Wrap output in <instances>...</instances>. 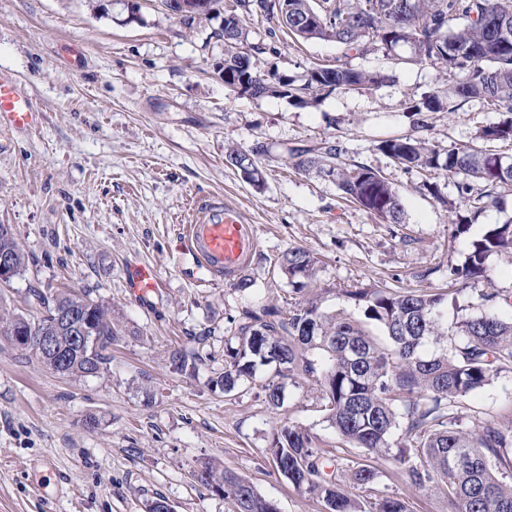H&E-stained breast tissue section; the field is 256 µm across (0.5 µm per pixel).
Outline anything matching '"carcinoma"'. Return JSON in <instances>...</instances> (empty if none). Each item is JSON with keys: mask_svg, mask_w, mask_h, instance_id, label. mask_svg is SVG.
<instances>
[{"mask_svg": "<svg viewBox=\"0 0 512 512\" xmlns=\"http://www.w3.org/2000/svg\"><path fill=\"white\" fill-rule=\"evenodd\" d=\"M377 0H287L298 15L315 14L310 24L295 22L288 33L304 41L330 40L358 55L376 47L393 51L401 45L408 56L393 55L396 65L421 64L455 80L433 90L411 106L413 112H453L472 99L490 109L512 114V0H399L392 10H378ZM277 0H235L224 18V73L229 82L245 81L241 94L251 98L277 96L299 105L346 89H368L387 76L339 63H314L295 78L273 68L257 71L251 57L263 54L264 43L248 44L247 23L255 16L277 15ZM478 138L512 141V117L484 126ZM376 149L397 165L425 176L422 188L443 200L437 178L455 180L459 201L448 200L452 236L486 208L512 190V163L498 165L499 154L464 145L441 151L423 136L406 134L381 140ZM270 154L257 143L249 149L230 146L226 162L242 178L260 187L265 174L256 158ZM288 163L300 173L333 175L342 198L373 214L381 224L405 223L399 194L379 171L350 156L341 141L324 139L290 145ZM0 249L13 255L16 272L26 257L15 238L0 236ZM512 253V220L496 224L471 243L464 263L450 269L451 284H465L488 273L493 254ZM319 258L301 247L285 250L278 259L280 273L296 294L315 288ZM347 300L364 309L366 321L352 320L320 309L309 298L288 316L270 306L247 308V323L225 339L224 372L213 385L229 394L242 381H251L261 366H275V377L262 388L267 403L279 408L284 381L317 375L327 420L346 444L367 454L390 457L404 466L411 484L448 493L450 512H512V484L499 480L492 460L509 435L495 420L472 428L462 425L460 399L489 384L505 368L512 369V320L494 309L463 317L452 328L441 322L443 294L427 289L387 285H350ZM37 316L12 311L0 304V336H11L25 323L50 324L68 306L82 308L93 322L94 348L81 351L71 328L60 322L54 330L66 362L35 354L42 365L63 376L96 377L112 358L118 330L112 308L85 295L59 291L47 295L39 288L27 293ZM381 328L379 339L368 323ZM401 431L398 448L392 435ZM266 453L279 474L294 487L322 499L328 512H362L346 484L368 485L377 477L369 463H356L344 480L325 471L312 437L306 430L282 421L273 428ZM193 478L212 492L229 498L235 512H277L252 482L210 461L198 463Z\"/></svg>", "mask_w": 512, "mask_h": 512, "instance_id": "obj_1", "label": "carcinoma"}]
</instances>
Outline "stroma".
<instances>
[{
	"label": "stroma",
	"mask_w": 512,
	"mask_h": 512,
	"mask_svg": "<svg viewBox=\"0 0 512 512\" xmlns=\"http://www.w3.org/2000/svg\"><path fill=\"white\" fill-rule=\"evenodd\" d=\"M112 0H0V70L32 97L36 132L0 129V224L11 225L26 265L0 290L8 307L30 312V287L71 290L111 306L119 330L112 359L96 377H63L0 336V512H144L163 496L174 512H232L230 501L196 483L198 461L212 459L249 479L279 512H327L324 502L290 485L266 454L273 427L287 420L315 440L327 466L348 469L365 459L344 445L327 420L314 380L287 382L282 407L261 389L275 374L226 394L210 383L224 370V339L248 307H293L296 296L277 269L280 255L302 247L318 259L314 297L323 311L362 318L342 288L354 283L425 289L447 287L449 264L463 263L472 241L512 220V191L487 208L466 233L452 236L445 200L420 189L421 175L380 153L379 140L412 132L409 101L446 88L447 75L421 65H394L385 50L359 56L333 41L269 37L256 17L249 42H266L258 70L301 75L314 62L340 60L386 73L368 90H341L300 106L278 97L251 98L225 85L223 18L184 24L159 0H140L139 18ZM83 52L80 67L69 46ZM480 100L455 112H432L427 136L439 149L478 142V131L503 120ZM335 138L356 160L380 170L398 191L402 225L378 223L346 202L331 182L297 173L278 153L261 157L263 189L225 161L234 143L315 142ZM214 195L259 228L258 246L229 282L201 281L173 247L193 198ZM157 269L158 294L135 298L125 283L132 263ZM489 278L449 290L442 320L512 307V254L492 255ZM190 370L176 371L173 348ZM465 424L493 419L512 426V371L493 376L462 399ZM96 417L95 428L86 420ZM374 483L352 489L362 512L381 497L407 512H448L440 491L413 487L403 466L373 461Z\"/></svg>",
	"instance_id": "obj_1"
}]
</instances>
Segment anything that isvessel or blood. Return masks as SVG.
Wrapping results in <instances>:
<instances>
[{"instance_id": "vessel-or-blood-1", "label": "vessel or blood", "mask_w": 512, "mask_h": 512, "mask_svg": "<svg viewBox=\"0 0 512 512\" xmlns=\"http://www.w3.org/2000/svg\"><path fill=\"white\" fill-rule=\"evenodd\" d=\"M36 112L30 95L11 74L0 71V126L32 131ZM258 227L240 212L216 198H200L190 224L177 238V250L189 256L211 279L220 280L237 273L247 264L258 244ZM126 281L136 297L157 293L159 276L155 268L131 265Z\"/></svg>"}]
</instances>
